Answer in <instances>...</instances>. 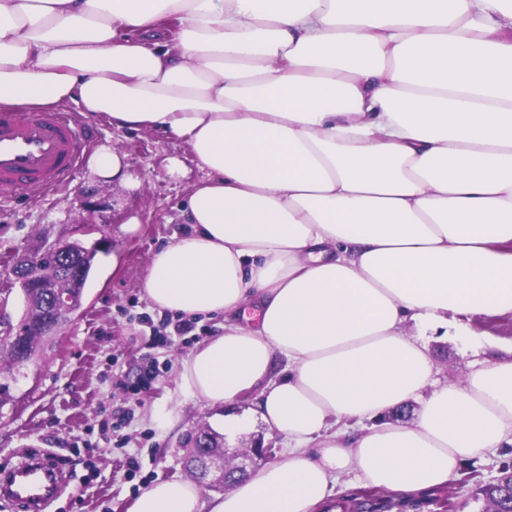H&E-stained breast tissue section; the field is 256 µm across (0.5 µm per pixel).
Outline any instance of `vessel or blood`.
<instances>
[{"label":"vessel or blood","instance_id":"1","mask_svg":"<svg viewBox=\"0 0 512 512\" xmlns=\"http://www.w3.org/2000/svg\"><path fill=\"white\" fill-rule=\"evenodd\" d=\"M92 134L89 123L63 112L0 111V203L64 186ZM61 481L59 459L34 451L0 472V495L15 512H49Z\"/></svg>","mask_w":512,"mask_h":512}]
</instances>
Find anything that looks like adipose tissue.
I'll use <instances>...</instances> for the list:
<instances>
[{"label":"adipose tissue","instance_id":"ef3b65f1","mask_svg":"<svg viewBox=\"0 0 512 512\" xmlns=\"http://www.w3.org/2000/svg\"><path fill=\"white\" fill-rule=\"evenodd\" d=\"M70 103L190 148L194 230L142 292L224 318L179 392L254 394L288 442L224 494L158 479L129 512H335L342 478L435 491L512 445V360L439 386L421 339L512 313V0H0V106Z\"/></svg>","mask_w":512,"mask_h":512}]
</instances>
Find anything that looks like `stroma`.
I'll return each instance as SVG.
<instances>
[{"label":"stroma","mask_w":512,"mask_h":512,"mask_svg":"<svg viewBox=\"0 0 512 512\" xmlns=\"http://www.w3.org/2000/svg\"><path fill=\"white\" fill-rule=\"evenodd\" d=\"M94 146L110 145L125 155L132 186L99 180L81 165L67 186L45 199L20 198L0 204V317L19 324L24 302L13 288L8 270L15 257L38 242L76 239L80 224L102 225L112 251L98 253L85 287L83 309L62 325L39 351L38 373L18 376L11 386L13 402L0 408V468L33 449L61 456L71 479L52 512H128L154 480H185V456L192 436L205 427L222 432V419L243 416L254 408L246 396L224 407H209L179 393L175 378L181 359L196 344L220 331V316H202L186 334L162 326L164 312L151 309L140 286L153 252L182 231L179 207L201 177L182 142L148 130H118L103 116ZM186 161L183 176H170L169 157ZM112 198L107 208L87 210L80 200L88 193ZM135 230H128L131 218ZM464 323L476 340L496 342L495 356L512 358V314L471 316ZM429 348L439 383L464 381L483 350H472L461 338L435 334ZM158 377L147 388L130 387L149 362ZM175 411L178 420L163 429L154 414ZM137 459L138 471L128 462ZM512 461V446L493 448L466 462L447 489L400 503L382 493V512H485L475 495L477 484L494 482L503 463Z\"/></svg>","instance_id":"obj_1"}]
</instances>
